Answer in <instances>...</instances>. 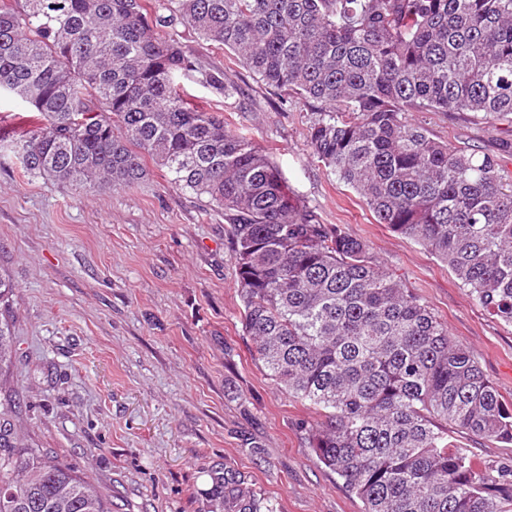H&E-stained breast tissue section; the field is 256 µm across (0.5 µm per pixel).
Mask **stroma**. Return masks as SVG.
I'll return each mask as SVG.
<instances>
[{
	"instance_id": "obj_1",
	"label": "stroma",
	"mask_w": 512,
	"mask_h": 512,
	"mask_svg": "<svg viewBox=\"0 0 512 512\" xmlns=\"http://www.w3.org/2000/svg\"><path fill=\"white\" fill-rule=\"evenodd\" d=\"M202 69L182 77L196 103L224 117L279 167L319 216L366 240L448 334L512 399V327L487 314L420 244L376 223L360 196L313 155L310 106L261 82L222 45L183 25ZM220 70L238 92L202 82ZM437 139L496 147L498 132L446 112H416ZM229 226L205 200L148 164L130 188L86 190L23 172L0 157V269L15 285L9 320L16 354L0 398L16 399L28 444L112 499V512H212V477L231 468L276 512H364L305 438L312 409L288 396L252 351ZM451 437L481 467L512 465V445Z\"/></svg>"
}]
</instances>
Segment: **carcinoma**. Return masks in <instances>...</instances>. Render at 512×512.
<instances>
[{
    "label": "carcinoma",
    "instance_id": "1",
    "mask_svg": "<svg viewBox=\"0 0 512 512\" xmlns=\"http://www.w3.org/2000/svg\"><path fill=\"white\" fill-rule=\"evenodd\" d=\"M180 23L268 86L311 105L313 155L379 224L448 265L512 327V0H13L0 4V93L40 123L0 154L59 184L125 189L144 155L224 215L254 355L288 395L319 460L365 512H512L448 426L512 444V401L363 239L322 223L246 135L187 98L197 58L156 29ZM203 82L230 96L224 72ZM414 112L501 124L499 154L451 145ZM14 340L0 320V366ZM0 404V512H112L57 457L25 447ZM222 512H274L230 468Z\"/></svg>",
    "mask_w": 512,
    "mask_h": 512
}]
</instances>
